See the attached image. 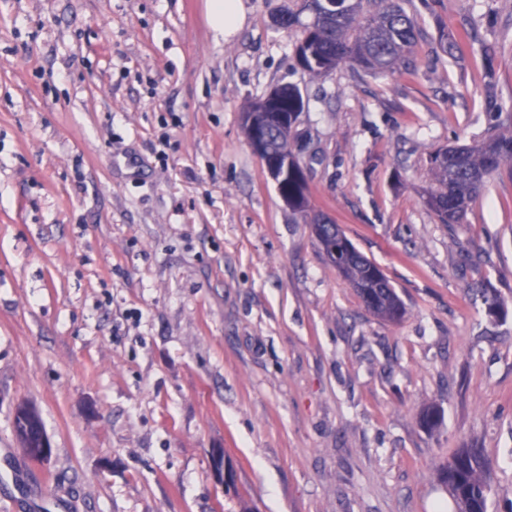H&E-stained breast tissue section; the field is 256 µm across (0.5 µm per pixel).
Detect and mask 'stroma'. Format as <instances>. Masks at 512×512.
<instances>
[{
	"instance_id": "35a3bbf8",
	"label": "stroma",
	"mask_w": 512,
	"mask_h": 512,
	"mask_svg": "<svg viewBox=\"0 0 512 512\" xmlns=\"http://www.w3.org/2000/svg\"><path fill=\"white\" fill-rule=\"evenodd\" d=\"M205 4L0 0V512H456L436 470L459 448L512 512V173L463 224L423 200L431 150L512 128V0H404L414 73L325 77L272 21L291 0H245L226 42ZM284 83L311 202L400 322L249 146L244 112ZM24 403L52 446L35 472ZM314 215L312 234L330 264L347 278L371 312L384 320H399L405 309L383 271L362 255L336 224H318L325 215ZM43 424L38 412L32 407H20L14 419V429L20 441H25L28 448H23L25 454H28L29 448H41L42 438V457L49 456L50 441L47 435L41 436Z\"/></svg>"
}]
</instances>
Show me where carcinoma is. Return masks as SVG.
<instances>
[{
    "mask_svg": "<svg viewBox=\"0 0 512 512\" xmlns=\"http://www.w3.org/2000/svg\"><path fill=\"white\" fill-rule=\"evenodd\" d=\"M311 15L302 22L303 13ZM286 29H301L294 52L304 70L325 76L340 65L354 63L375 74L410 71V56L417 44L414 19L400 0H297V8L283 14ZM277 112L288 113V123L298 120L304 110L299 88L277 87ZM271 145L268 164L276 171L280 195H288L294 211L309 208L305 175L293 155L291 128L271 124L267 129ZM512 171V130L491 131L469 145L440 147L429 154L433 186L425 191V203L442 224H462L485 187L487 178L503 170ZM311 222L312 234L330 264L355 288L365 306L376 316L397 321L404 306L383 271L362 255L335 224ZM42 421L32 407L19 408L14 429L19 441L29 448L41 447ZM437 479L452 495L458 512H487L490 468L477 448H459L448 462L439 466Z\"/></svg>",
    "mask_w": 512,
    "mask_h": 512,
    "instance_id": "carcinoma-1",
    "label": "carcinoma"
}]
</instances>
